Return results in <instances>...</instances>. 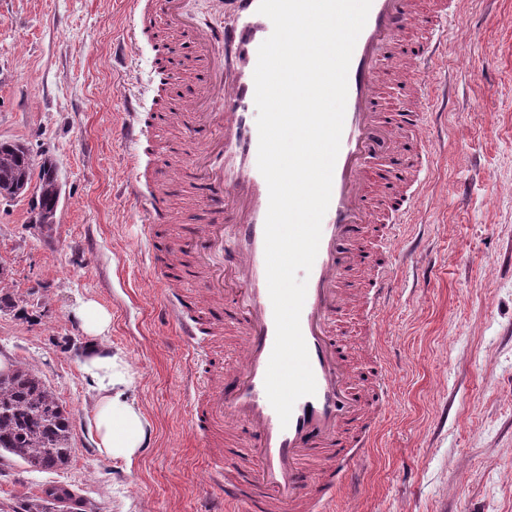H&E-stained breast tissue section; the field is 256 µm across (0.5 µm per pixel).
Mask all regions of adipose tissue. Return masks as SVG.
Listing matches in <instances>:
<instances>
[{
  "label": "adipose tissue",
  "instance_id": "obj_1",
  "mask_svg": "<svg viewBox=\"0 0 512 512\" xmlns=\"http://www.w3.org/2000/svg\"><path fill=\"white\" fill-rule=\"evenodd\" d=\"M73 314L93 340L81 370L96 392L92 424L97 446L108 457L133 462L149 438L150 426L142 408L127 397L134 375L124 353L104 345L112 316L91 298L79 301Z\"/></svg>",
  "mask_w": 512,
  "mask_h": 512
}]
</instances>
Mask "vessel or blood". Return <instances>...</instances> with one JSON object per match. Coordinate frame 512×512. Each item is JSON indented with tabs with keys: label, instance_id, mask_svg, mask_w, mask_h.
I'll list each match as a JSON object with an SVG mask.
<instances>
[{
	"label": "vessel or blood",
	"instance_id": "1",
	"mask_svg": "<svg viewBox=\"0 0 512 512\" xmlns=\"http://www.w3.org/2000/svg\"><path fill=\"white\" fill-rule=\"evenodd\" d=\"M225 18L199 27L182 11L179 0H167L168 23L191 33L196 44L202 90L188 105L194 137L185 150L192 178L214 216L194 231L190 247L196 263L172 268L169 282L185 277L201 281L211 307L197 300L165 294L161 318L179 326L189 350L201 335L220 333V320L232 322L243 338L244 360L231 367L219 358L208 364V385L194 383L191 423L214 476L213 486L230 512H333L336 493L354 484L376 433V413L385 405L386 377L370 391H352V368L331 329L332 318L345 300L344 274L353 265L375 267L377 257L352 247L373 222L366 193L364 163L391 149L394 134L379 112V57L389 43L418 20L412 0H372L348 70V94L341 146L336 159L329 208L322 221L319 250L307 280L300 316L302 334L316 380V393L294 405L288 426H281L271 406L264 379L274 346L275 322L269 297L264 245L268 210L267 183L257 166L258 129L254 70L258 48L273 30L259 14L260 0H219ZM430 35L414 50L418 72L438 60L448 34V10L440 8L426 22ZM120 133L139 143L146 129L135 99L126 101ZM414 171L410 190L388 189L383 205L397 221L416 210L422 197V163L408 160ZM144 174L131 164L125 177L130 198L140 204L143 234L170 222L173 209L166 195L145 197ZM394 289L386 275L370 288V320H377ZM230 310H223L224 300ZM250 448L255 466L230 462L225 437Z\"/></svg>",
	"mask_w": 512,
	"mask_h": 512
}]
</instances>
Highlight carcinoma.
Here are the masks:
<instances>
[{
  "mask_svg": "<svg viewBox=\"0 0 512 512\" xmlns=\"http://www.w3.org/2000/svg\"><path fill=\"white\" fill-rule=\"evenodd\" d=\"M53 164L35 163L17 145L0 143V196H12L37 181L43 207L57 208ZM72 424L59 397L32 368L20 364L0 371V456L30 467L53 470L70 463Z\"/></svg>",
  "mask_w": 512,
  "mask_h": 512,
  "instance_id": "carcinoma-1",
  "label": "carcinoma"
}]
</instances>
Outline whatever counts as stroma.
<instances>
[{
  "label": "stroma",
  "mask_w": 512,
  "mask_h": 512,
  "mask_svg": "<svg viewBox=\"0 0 512 512\" xmlns=\"http://www.w3.org/2000/svg\"><path fill=\"white\" fill-rule=\"evenodd\" d=\"M455 26L429 79L425 133L433 155L424 199L385 244L393 299L378 335L365 314L370 273L346 276L335 334L354 368L353 385L375 379L383 357L392 393L366 466L336 512H512V0H459ZM129 19L125 0H0V142L22 144L56 166L61 196L53 224L29 221L26 198L0 197V361L22 362L52 387L72 422L74 454L39 471L0 459V512L63 485L87 512H212L206 462L190 427L183 381L192 355L159 322L162 284L153 259L191 265L181 242L201 225V199L182 194L179 103L157 101L159 72L171 92L196 87L169 62L186 38L153 15L132 61L113 60ZM380 62L381 103L399 115L421 94L404 45ZM134 90L142 114L172 111L154 128L152 154L115 135ZM166 192L172 223L145 238L122 185L131 157ZM92 298L112 314L105 341L134 373L129 396L152 426L133 463L101 454L89 419L95 406L80 363L89 339L71 315Z\"/></svg>",
  "instance_id": "1"
}]
</instances>
